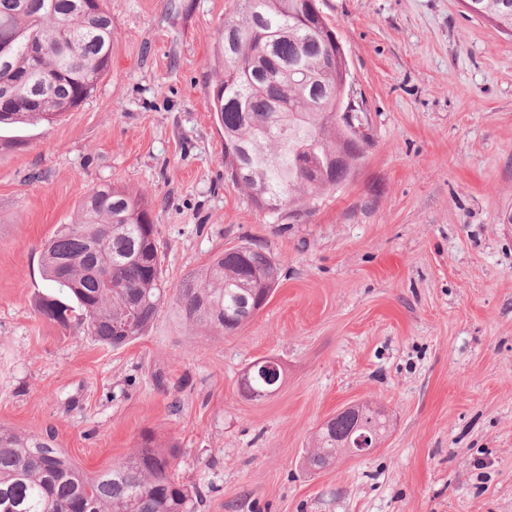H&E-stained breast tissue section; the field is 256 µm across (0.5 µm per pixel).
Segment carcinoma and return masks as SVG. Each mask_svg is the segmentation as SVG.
<instances>
[{"instance_id": "carcinoma-1", "label": "carcinoma", "mask_w": 512, "mask_h": 512, "mask_svg": "<svg viewBox=\"0 0 512 512\" xmlns=\"http://www.w3.org/2000/svg\"><path fill=\"white\" fill-rule=\"evenodd\" d=\"M479 16L512 31V0H477ZM0 127L51 125L94 92L112 58V17L102 0H0ZM336 33L312 17V0H236L224 19L211 100L228 150L224 163L255 207L297 210L347 182L360 146L336 124L341 79ZM53 291L38 312L78 324L101 344L122 347L148 328L167 300L181 321L232 333L279 285L270 253L250 245L221 251L174 289L163 278L151 202L110 184L78 205L45 245ZM354 420L335 418L313 447L336 448ZM179 448L145 436L127 457L91 472L52 430L0 425V512H198L206 493L179 481Z\"/></svg>"}]
</instances>
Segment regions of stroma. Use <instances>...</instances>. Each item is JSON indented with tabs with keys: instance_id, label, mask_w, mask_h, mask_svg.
I'll return each instance as SVG.
<instances>
[{
	"instance_id": "35a3bbf8",
	"label": "stroma",
	"mask_w": 512,
	"mask_h": 512,
	"mask_svg": "<svg viewBox=\"0 0 512 512\" xmlns=\"http://www.w3.org/2000/svg\"><path fill=\"white\" fill-rule=\"evenodd\" d=\"M233 0H104L93 94L0 151V424L54 428L85 469L152 434L200 512H512V36L464 0H317L370 138L351 180L272 217L224 164L211 111ZM145 195L179 284L252 243L281 267L254 318L211 336L163 307L111 349L37 311L44 243L94 186ZM283 368L241 395L254 360ZM374 400L382 447L311 474L324 420ZM263 368V374L265 378V382L269 389L264 391L266 389V384L264 383L263 379L260 377L259 371H260V365L255 367L253 369L254 372V378L251 381L252 388L259 392L264 391L261 393L260 399L267 398L269 396H272L277 392L280 385H277L280 380V375H282V369L278 361L274 359H269L265 361V363L262 365Z\"/></svg>"
}]
</instances>
